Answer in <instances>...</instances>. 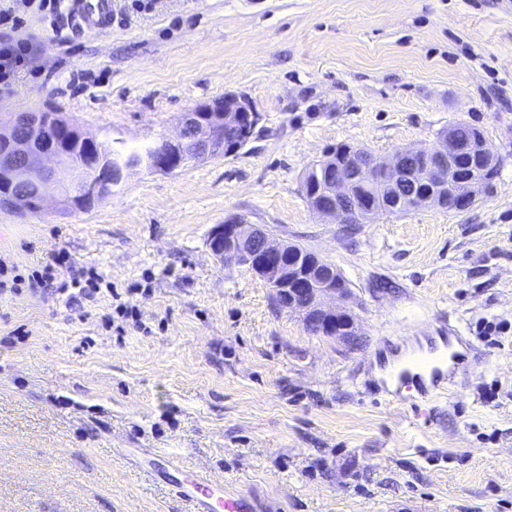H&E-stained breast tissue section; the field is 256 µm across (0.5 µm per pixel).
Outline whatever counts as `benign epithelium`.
I'll return each mask as SVG.
<instances>
[{
    "label": "benign epithelium",
    "instance_id": "1",
    "mask_svg": "<svg viewBox=\"0 0 512 512\" xmlns=\"http://www.w3.org/2000/svg\"><path fill=\"white\" fill-rule=\"evenodd\" d=\"M261 120L246 99L222 97L183 113L179 132L162 137L155 151L125 157L58 112H16L9 124L0 123V207L41 208L51 185L66 210L94 205L112 193V184L137 171L171 174L190 161L223 156L224 132L255 127ZM75 142L84 146V153L72 159L67 149ZM499 164L484 134L477 131L463 140L450 126L431 148H405L381 157L356 147L343 160L328 153L317 164L323 184L303 193L311 212L331 224L349 223L351 211L344 203L351 200L363 203L362 224L407 208L463 212L493 193L491 173ZM208 246L217 259L254 269L279 304L302 314L310 332L356 343L355 317L334 304L345 296V288L338 269L327 261L314 255L291 264L290 242L239 217L214 227Z\"/></svg>",
    "mask_w": 512,
    "mask_h": 512
}]
</instances>
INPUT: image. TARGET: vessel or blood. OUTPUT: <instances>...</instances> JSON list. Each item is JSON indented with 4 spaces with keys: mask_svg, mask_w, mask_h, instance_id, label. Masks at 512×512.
I'll return each mask as SVG.
<instances>
[{
    "mask_svg": "<svg viewBox=\"0 0 512 512\" xmlns=\"http://www.w3.org/2000/svg\"><path fill=\"white\" fill-rule=\"evenodd\" d=\"M76 7L88 29H95L111 18L113 0H76ZM443 350L427 360L410 345L395 353V365L381 384L384 399L419 410L425 403L447 394L456 379L481 364L482 353L455 324L439 321ZM179 496L192 506V512H255L248 495H225L222 485L200 476L186 482Z\"/></svg>",
    "mask_w": 512,
    "mask_h": 512,
    "instance_id": "b4317fda",
    "label": "vessel or blood"
}]
</instances>
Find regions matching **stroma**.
<instances>
[{
	"mask_svg": "<svg viewBox=\"0 0 512 512\" xmlns=\"http://www.w3.org/2000/svg\"><path fill=\"white\" fill-rule=\"evenodd\" d=\"M31 53L0 119L63 113L125 150L228 93L261 112L237 153L142 170L88 210L0 209V512H191L194 472L258 512H512V0H115L109 27L13 0ZM465 122L500 159L491 196L327 224L304 175ZM231 217L333 263L361 341L309 332L210 252ZM93 279L68 306L55 287ZM456 322L482 351L424 417L371 395L386 336Z\"/></svg>",
	"mask_w": 512,
	"mask_h": 512,
	"instance_id": "1",
	"label": "stroma"
}]
</instances>
